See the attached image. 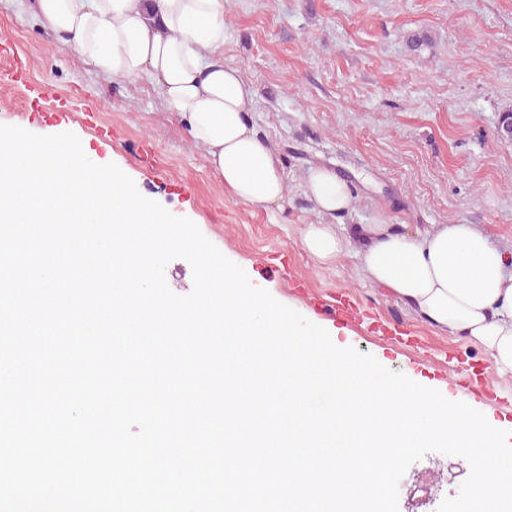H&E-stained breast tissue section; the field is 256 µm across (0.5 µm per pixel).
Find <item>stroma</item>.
Returning a JSON list of instances; mask_svg holds the SVG:
<instances>
[{
    "label": "stroma",
    "instance_id": "stroma-1",
    "mask_svg": "<svg viewBox=\"0 0 512 512\" xmlns=\"http://www.w3.org/2000/svg\"><path fill=\"white\" fill-rule=\"evenodd\" d=\"M0 0V72L30 62L24 82L0 83V124L39 135L64 132L116 164L140 194L193 221L250 283L322 326L346 346L394 373L472 402L512 436V378L465 340L448 338L371 286L355 255L321 269L302 251L298 229L320 222L304 192L310 168L323 166L352 186L351 210L333 223L355 236L362 224H474L512 254V141L497 139L499 113L512 112V0H226L225 65L252 84L248 119L288 177L287 198L272 211L225 193L202 148L144 82L100 74L59 43L23 6ZM430 44L410 53L406 37ZM52 85L69 111L32 107ZM111 128L99 142L83 114ZM286 253L276 275L266 259ZM307 282L295 291L296 280ZM348 292L367 322L338 323L324 304ZM386 333L372 331L369 319ZM418 336L404 343L400 330ZM468 473L456 457L424 453L399 483L397 512H438Z\"/></svg>",
    "mask_w": 512,
    "mask_h": 512
}]
</instances>
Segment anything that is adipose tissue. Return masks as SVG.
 Returning a JSON list of instances; mask_svg holds the SVG:
<instances>
[{"mask_svg": "<svg viewBox=\"0 0 512 512\" xmlns=\"http://www.w3.org/2000/svg\"><path fill=\"white\" fill-rule=\"evenodd\" d=\"M26 7L63 43L109 77L146 81L167 111L185 121L214 174L236 200L281 207L286 174L247 120L252 85L217 55L225 0H28ZM317 212L353 204L349 184L325 167L305 178ZM362 245L334 224H305L300 245L317 264L356 251L364 278L432 327L477 348L512 376V255L473 224H435L424 232L367 224Z\"/></svg>", "mask_w": 512, "mask_h": 512, "instance_id": "1", "label": "adipose tissue"}]
</instances>
